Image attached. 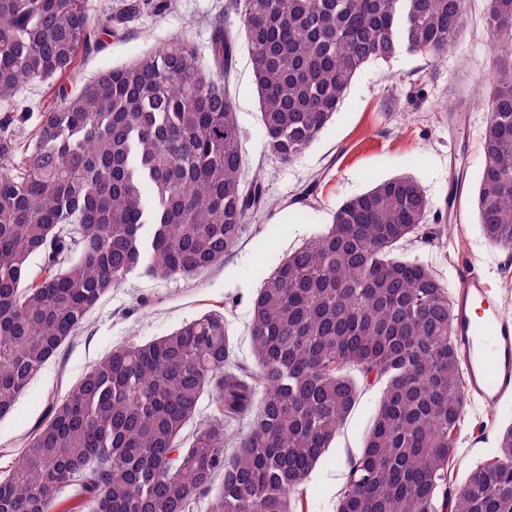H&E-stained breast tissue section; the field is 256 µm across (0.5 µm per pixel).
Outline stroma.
<instances>
[{
  "instance_id": "obj_1",
  "label": "stroma",
  "mask_w": 512,
  "mask_h": 512,
  "mask_svg": "<svg viewBox=\"0 0 512 512\" xmlns=\"http://www.w3.org/2000/svg\"><path fill=\"white\" fill-rule=\"evenodd\" d=\"M125 2L89 0L93 18L116 17L98 47L78 51L61 77L20 88L9 109L21 115L23 145H30L41 112L56 105L62 92L75 90L98 72L125 65L176 35H190L199 51H206L211 36L207 21L224 11L228 0H168L163 10L156 9L153 0H144L130 16L123 13ZM484 12V0H471L468 29L441 62L431 64L403 52L388 62L368 63L318 140L290 164L280 163L267 150L250 48L245 39H238L231 93L244 134V175L261 178L270 207L247 222L238 248L223 268L200 280H160L136 272L112 289L90 313L85 328L32 381L13 414L0 420V474L18 460L24 439L48 406L63 398L88 367L115 346L149 341L184 321L219 311L228 321L237 363L253 368L248 326L257 289L279 258L330 224L343 200L381 179L413 176L437 208L456 173H465L468 190L460 223L440 220L441 235L435 243L409 245L403 253L428 264L450 287L466 271H480L499 288L504 311L512 312V270L504 268L505 253L484 238L475 204L487 118L481 87L487 82L490 57ZM461 96L471 107L466 120L457 123L438 105ZM310 185L315 188L313 196L300 200ZM378 400V388L363 390L335 444L310 474L295 503L296 512H336L349 464L362 448ZM506 423L480 403L468 405L448 467L452 483L462 484L471 468L487 460Z\"/></svg>"
}]
</instances>
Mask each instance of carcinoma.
<instances>
[{
	"label": "carcinoma",
	"instance_id": "cac0c4a2",
	"mask_svg": "<svg viewBox=\"0 0 512 512\" xmlns=\"http://www.w3.org/2000/svg\"><path fill=\"white\" fill-rule=\"evenodd\" d=\"M485 2L476 209L488 242L511 252L512 0ZM469 5L237 0L267 149L284 164L298 159L367 63L402 51L443 58ZM211 27L208 63L175 36L64 95L41 113L30 149L0 116V419L130 274L197 281L269 207L260 180H243L235 40L221 19ZM97 33L87 0H0V100L65 73ZM430 214L407 175L344 200L258 289L251 372L235 364L218 311L112 349L24 440L0 477V512H57L66 488L76 500L67 512H195L206 496L210 512H293L372 386L377 409L336 512H512V423L488 462L448 483L466 413L454 310L442 279L398 254L434 239Z\"/></svg>",
	"mask_w": 512,
	"mask_h": 512
}]
</instances>
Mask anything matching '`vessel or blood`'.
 <instances>
[{"label": "vessel or blood", "instance_id": "1", "mask_svg": "<svg viewBox=\"0 0 512 512\" xmlns=\"http://www.w3.org/2000/svg\"><path fill=\"white\" fill-rule=\"evenodd\" d=\"M453 339L466 370V395L488 408L512 397V319L500 311L492 284L471 271L451 296Z\"/></svg>", "mask_w": 512, "mask_h": 512}]
</instances>
